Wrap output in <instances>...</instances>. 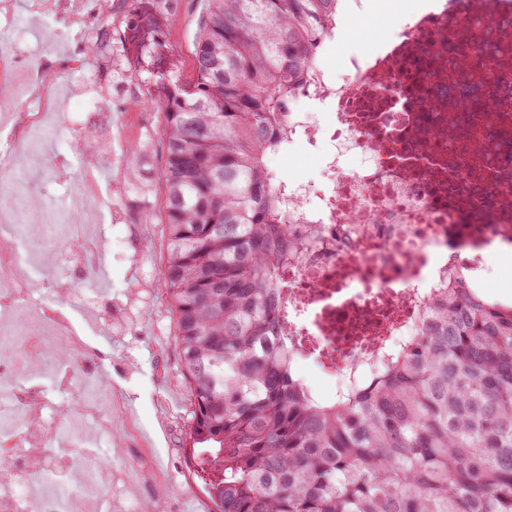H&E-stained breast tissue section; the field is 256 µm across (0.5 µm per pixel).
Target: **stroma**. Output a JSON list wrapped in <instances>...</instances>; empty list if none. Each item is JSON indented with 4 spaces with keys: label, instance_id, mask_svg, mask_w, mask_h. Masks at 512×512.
Wrapping results in <instances>:
<instances>
[{
    "label": "stroma",
    "instance_id": "stroma-1",
    "mask_svg": "<svg viewBox=\"0 0 512 512\" xmlns=\"http://www.w3.org/2000/svg\"><path fill=\"white\" fill-rule=\"evenodd\" d=\"M419 0H371V7L350 24L342 40L323 45L327 69L343 75L350 53L372 48L371 35L391 29L416 10ZM207 0H145L168 49L162 61L137 58L114 46L112 92L103 106L112 114L109 147L99 148L93 173L98 192L92 218L71 207L88 179L79 168L87 140L83 134L90 105L69 106L54 93L66 125L65 141L49 136L40 163L19 164L0 178V197L23 198L38 190L50 211L69 209L74 232L93 242L91 264H83L71 244L47 235L34 261H19L13 279L28 290L25 306L50 315L49 329L27 344L0 343V369L18 381V430L39 425L44 445L56 447L60 436L87 441L92 466L113 470V494H129L136 512H213L207 492L189 470L188 423L192 409L176 339L175 316L165 286L164 213L159 191L164 168L163 120L150 92L159 76L193 73L198 30L193 22ZM141 154L138 183H127L126 147ZM72 362L68 384L33 387L25 374L30 361L54 370L61 356ZM99 385V408L85 426L75 420L85 378Z\"/></svg>",
    "mask_w": 512,
    "mask_h": 512
}]
</instances>
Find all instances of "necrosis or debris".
<instances>
[{
    "label": "necrosis or debris",
    "mask_w": 512,
    "mask_h": 512,
    "mask_svg": "<svg viewBox=\"0 0 512 512\" xmlns=\"http://www.w3.org/2000/svg\"><path fill=\"white\" fill-rule=\"evenodd\" d=\"M322 72L291 104L289 147L319 156L320 183L288 180V222L301 248L284 273L282 316L299 358L344 377L354 361L412 334L450 261L474 277L512 247V0H437ZM0 28V77L20 65L38 83L29 126L51 102L46 67ZM0 469V512H126L112 471L88 467L38 431ZM45 486L37 496L23 475Z\"/></svg>",
    "instance_id": "1"
}]
</instances>
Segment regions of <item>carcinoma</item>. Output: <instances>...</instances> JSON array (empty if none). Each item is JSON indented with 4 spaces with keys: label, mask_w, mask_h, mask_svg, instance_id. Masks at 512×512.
I'll return each instance as SVG.
<instances>
[{
    "label": "carcinoma",
    "mask_w": 512,
    "mask_h": 512,
    "mask_svg": "<svg viewBox=\"0 0 512 512\" xmlns=\"http://www.w3.org/2000/svg\"><path fill=\"white\" fill-rule=\"evenodd\" d=\"M340 0H208L193 76L156 84L166 276L214 512H512V304L454 264L412 339L333 396L301 377L281 319L299 247L283 182L290 103ZM144 26L137 53L157 54ZM112 36L88 54L112 68Z\"/></svg>",
    "instance_id": "obj_1"
}]
</instances>
